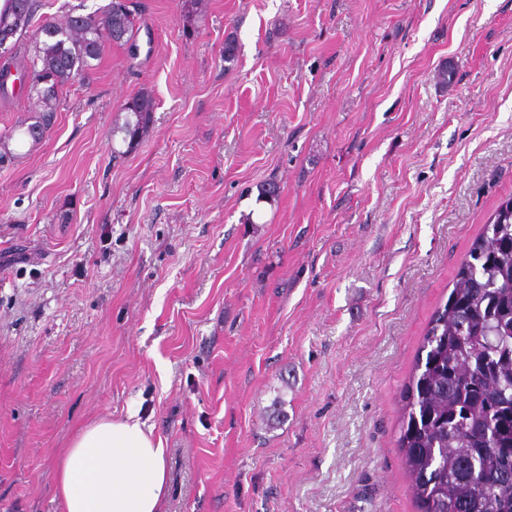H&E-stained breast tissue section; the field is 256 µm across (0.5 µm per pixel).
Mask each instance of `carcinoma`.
I'll use <instances>...</instances> for the list:
<instances>
[{"label":"carcinoma","instance_id":"carcinoma-1","mask_svg":"<svg viewBox=\"0 0 512 512\" xmlns=\"http://www.w3.org/2000/svg\"><path fill=\"white\" fill-rule=\"evenodd\" d=\"M41 0H6L0 33L11 53L0 58V98L13 97L12 76L28 74L17 94L36 100L25 133L32 142L50 130L60 93L92 69L103 36L133 39L127 0L101 11L72 12L62 22L34 26ZM154 100L141 93L122 110L120 131L134 144L153 119ZM512 208L494 219L462 261L448 301L429 322L402 400L398 439L419 512H512Z\"/></svg>","mask_w":512,"mask_h":512}]
</instances>
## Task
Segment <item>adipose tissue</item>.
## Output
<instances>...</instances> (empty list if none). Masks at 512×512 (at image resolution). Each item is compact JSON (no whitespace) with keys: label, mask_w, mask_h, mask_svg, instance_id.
Listing matches in <instances>:
<instances>
[{"label":"adipose tissue","mask_w":512,"mask_h":512,"mask_svg":"<svg viewBox=\"0 0 512 512\" xmlns=\"http://www.w3.org/2000/svg\"><path fill=\"white\" fill-rule=\"evenodd\" d=\"M165 454L134 417L93 420L60 452L55 496L63 512H164Z\"/></svg>","instance_id":"ef3b65f1"}]
</instances>
